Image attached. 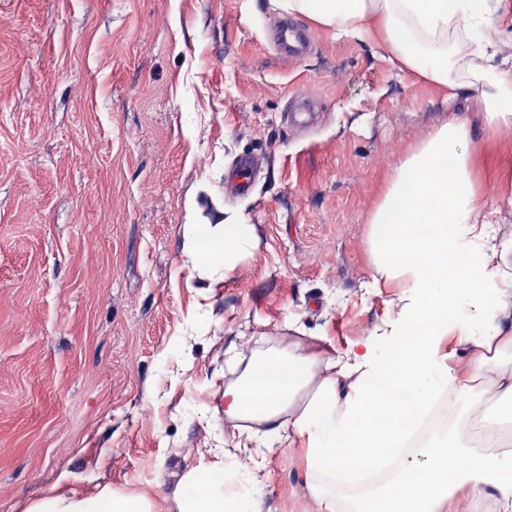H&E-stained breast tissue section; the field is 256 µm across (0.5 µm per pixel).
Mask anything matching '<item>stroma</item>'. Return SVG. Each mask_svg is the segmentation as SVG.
Instances as JSON below:
<instances>
[{"label": "stroma", "mask_w": 512, "mask_h": 512, "mask_svg": "<svg viewBox=\"0 0 512 512\" xmlns=\"http://www.w3.org/2000/svg\"><path fill=\"white\" fill-rule=\"evenodd\" d=\"M261 0H0V512L59 480L171 497L224 445L235 356L305 334L342 351L395 289L366 236L388 172L473 103L299 21L273 44ZM256 160L248 193L228 172ZM251 225L208 288L183 256L186 210ZM224 459L262 512H319L298 446ZM280 45L284 56L299 57L308 47V37L285 19L280 25Z\"/></svg>", "instance_id": "stroma-1"}]
</instances>
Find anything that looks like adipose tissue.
<instances>
[{"label":"adipose tissue","mask_w":512,"mask_h":512,"mask_svg":"<svg viewBox=\"0 0 512 512\" xmlns=\"http://www.w3.org/2000/svg\"><path fill=\"white\" fill-rule=\"evenodd\" d=\"M336 40L368 43L400 69L472 99L394 165L371 219L366 246L375 283L399 289L382 334L329 354L317 337L251 355L224 390V422L240 451L285 439L304 448L317 481L320 512H340L330 478L347 481L401 457L409 477L351 503L349 512H512V437L489 430L484 450L464 442L478 378L512 397V244L498 241L492 218L512 206V155H494L495 197L481 189V146L512 132V0H270ZM481 120V142L472 138ZM187 266L208 287L224 283L252 241V227L216 211L185 225ZM474 362H465V355ZM462 413L446 439L406 449L410 426L441 392ZM224 454L185 472L178 512H261L256 499H228L210 475ZM197 487L186 495L185 487ZM26 512H164L145 493L55 490Z\"/></svg>","instance_id":"ef3b65f1"}]
</instances>
